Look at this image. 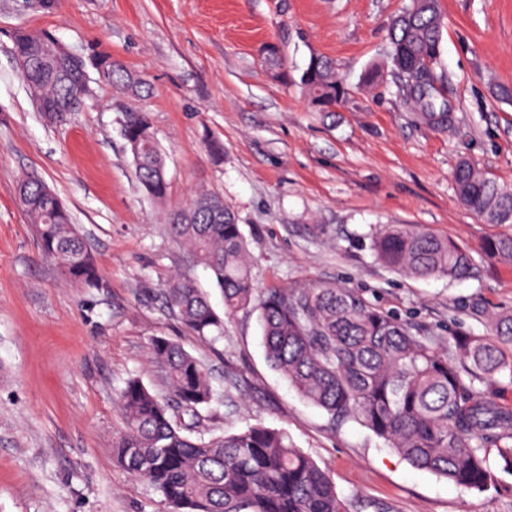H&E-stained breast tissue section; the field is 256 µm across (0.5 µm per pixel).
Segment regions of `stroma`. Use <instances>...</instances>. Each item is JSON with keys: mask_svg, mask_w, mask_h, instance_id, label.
<instances>
[{"mask_svg": "<svg viewBox=\"0 0 512 512\" xmlns=\"http://www.w3.org/2000/svg\"><path fill=\"white\" fill-rule=\"evenodd\" d=\"M404 0H59L45 12L0 0V512H169L120 467L117 394L140 377L167 386L148 353L165 336L210 367L215 397L206 434L262 424L285 430L324 469L350 512H512V472L493 464L488 491L410 466L357 423L329 427L264 355L257 312H240L210 345L164 307L182 274L224 302L164 214L201 192L237 211L258 287L333 282L424 336H486L512 313V262L486 223L458 200L463 160L512 186V0H442V79L457 121L440 131L404 109L391 82L367 86L386 61L387 28ZM47 29L75 53L112 54L151 85L138 99L99 82L68 120L45 121L11 53L18 29ZM276 46L281 79L262 51ZM331 59L348 90L317 112L299 87L311 56ZM149 113L166 158L170 195L138 182L120 136L122 108ZM224 144L214 162L205 141ZM54 189L78 224L103 288L70 286L43 257L17 198L20 179ZM409 224L471 256L466 278L417 279L378 264L371 238Z\"/></svg>", "mask_w": 512, "mask_h": 512, "instance_id": "35a3bbf8", "label": "stroma"}]
</instances>
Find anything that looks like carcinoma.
<instances>
[{"instance_id":"1","label":"carcinoma","mask_w":512,"mask_h":512,"mask_svg":"<svg viewBox=\"0 0 512 512\" xmlns=\"http://www.w3.org/2000/svg\"><path fill=\"white\" fill-rule=\"evenodd\" d=\"M445 27L441 0H407L388 30L387 72L401 105L444 131L456 121L451 100L437 87ZM13 49L40 46L50 52L47 30H18ZM100 74L108 84L138 97L149 84L108 53ZM29 92L56 105L46 120L67 118L74 85L50 66L24 77ZM300 84L320 112H332L347 91L332 62L314 57ZM121 130L139 183L156 200L166 199V162L150 116L124 109ZM461 203L489 224H512V188L467 160L453 173ZM18 200L66 282L98 289L102 276L70 212L43 182L23 178ZM172 235L194 262L209 270L224 298L218 314L208 295L177 274L164 285V306L199 338L224 337V319L259 310L265 356L296 392L322 409L329 427L353 421L394 449L413 468L442 476L459 487L483 491L493 482L491 451L512 471V407L491 392L498 378L512 383V314L492 319L493 335L438 339L370 303L353 288L329 282L262 289L251 270L239 218L220 196L200 193L167 214ZM376 259L417 278L456 280L473 270L469 254L455 243L406 224H386L373 238ZM488 252L512 261V235L492 239ZM149 353L169 394L152 392L130 378L119 392L124 430L114 455L131 476L158 492L170 512H350L328 475L295 447L283 430L252 426L238 433L204 437L197 431L214 399L210 368L162 336Z\"/></svg>"}]
</instances>
